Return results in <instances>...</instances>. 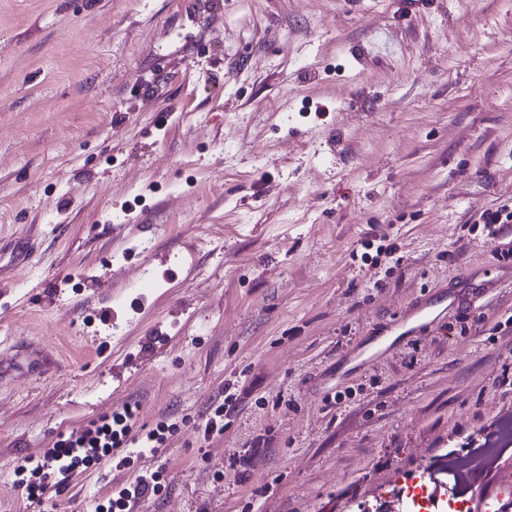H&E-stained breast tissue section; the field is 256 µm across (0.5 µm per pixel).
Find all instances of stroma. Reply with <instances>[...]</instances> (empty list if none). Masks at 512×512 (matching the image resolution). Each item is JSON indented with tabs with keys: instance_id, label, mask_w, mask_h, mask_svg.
Wrapping results in <instances>:
<instances>
[{
	"instance_id": "1",
	"label": "stroma",
	"mask_w": 512,
	"mask_h": 512,
	"mask_svg": "<svg viewBox=\"0 0 512 512\" xmlns=\"http://www.w3.org/2000/svg\"><path fill=\"white\" fill-rule=\"evenodd\" d=\"M510 196L512 0H0V342L59 362L0 380V512L127 404L165 448L44 512L148 468L147 512H368L469 458L512 411V259L477 222ZM234 393H230L229 391L224 396V404H220L217 406L213 413L210 414L208 418L202 423L201 427H198V430H201V434L204 440H209L214 435L223 434L224 432V415L225 417H229L232 411L235 409L236 401L238 399L239 394H237V388H235Z\"/></svg>"
}]
</instances>
